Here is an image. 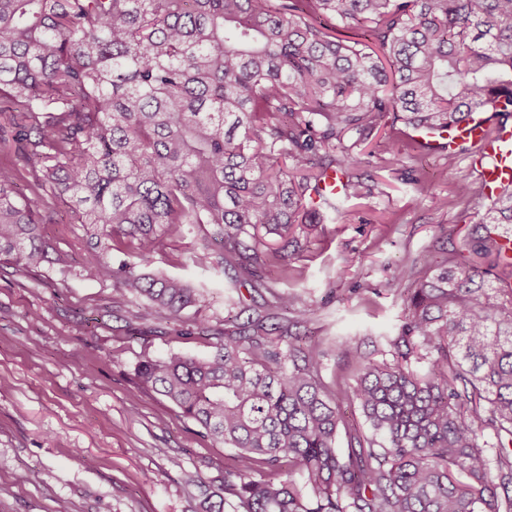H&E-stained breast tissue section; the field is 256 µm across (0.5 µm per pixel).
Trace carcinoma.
Returning <instances> with one entry per match:
<instances>
[{
  "instance_id": "obj_1",
  "label": "carcinoma",
  "mask_w": 512,
  "mask_h": 512,
  "mask_svg": "<svg viewBox=\"0 0 512 512\" xmlns=\"http://www.w3.org/2000/svg\"><path fill=\"white\" fill-rule=\"evenodd\" d=\"M478 112L501 118L491 133L512 117V0H0V259L63 262L42 225L65 202L139 259L83 275L170 322L205 295L152 269L163 234L214 225L211 266L240 285L277 238L266 258L286 271L293 226L339 211L325 175L356 195L354 173L395 157L389 136L365 150L387 114L439 135ZM484 223L512 224L511 187ZM487 275L454 257L401 268L392 359L363 360L350 391L321 378L322 340L275 322L295 292L218 336L196 327L206 357H143L137 378L234 451L204 512H512V284ZM344 400L370 429L345 452Z\"/></svg>"
}]
</instances>
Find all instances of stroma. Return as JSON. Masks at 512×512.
<instances>
[{"instance_id":"obj_1","label":"stroma","mask_w":512,"mask_h":512,"mask_svg":"<svg viewBox=\"0 0 512 512\" xmlns=\"http://www.w3.org/2000/svg\"><path fill=\"white\" fill-rule=\"evenodd\" d=\"M398 147L395 163L363 170L361 196L345 199L334 221L296 226L295 279L258 268L265 301L298 292L316 309L312 329L327 350L321 375L331 384L354 385L360 357L381 358L397 338L405 296L390 283L402 266L449 256L478 262L472 239L492 252L506 230L483 223L482 192L465 205L435 206L459 180L477 182L468 154L447 166L410 128ZM51 217L43 233L72 256L71 267L20 271L0 261V512H201L200 485L223 494L232 452L142 388L134 367L145 354L210 353L185 332L199 321L223 329L236 294L203 247L212 226L185 227L155 257L156 270L206 290L204 303L166 324L146 302L112 305L116 281L82 275L100 257L82 225L62 204ZM24 473L31 482H20Z\"/></svg>"}]
</instances>
